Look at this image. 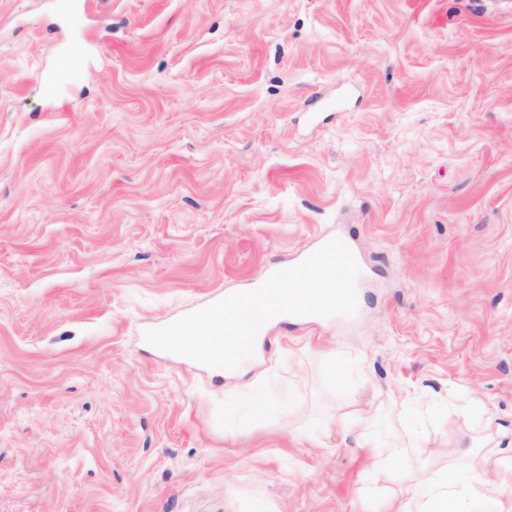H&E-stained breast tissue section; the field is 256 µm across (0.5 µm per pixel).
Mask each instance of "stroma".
<instances>
[{
	"mask_svg": "<svg viewBox=\"0 0 512 512\" xmlns=\"http://www.w3.org/2000/svg\"><path fill=\"white\" fill-rule=\"evenodd\" d=\"M336 234L355 318L144 342ZM486 431L512 0H0V512H403Z\"/></svg>",
	"mask_w": 512,
	"mask_h": 512,
	"instance_id": "obj_1",
	"label": "stroma"
}]
</instances>
